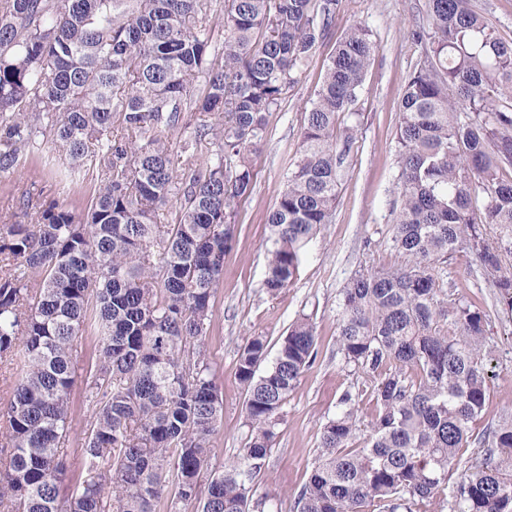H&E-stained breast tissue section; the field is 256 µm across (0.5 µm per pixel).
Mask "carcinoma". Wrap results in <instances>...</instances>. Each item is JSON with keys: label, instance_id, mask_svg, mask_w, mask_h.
Here are the masks:
<instances>
[{"label": "carcinoma", "instance_id": "obj_1", "mask_svg": "<svg viewBox=\"0 0 512 512\" xmlns=\"http://www.w3.org/2000/svg\"><path fill=\"white\" fill-rule=\"evenodd\" d=\"M0 0V172L35 133L86 173L84 207L29 196L0 213V512H249L282 406L315 360L316 328L296 320L271 367L252 337L236 376L247 442L211 466L224 400L204 349L252 152L267 114L298 82L342 0ZM424 62L400 102L394 243L399 268L355 274L341 290L336 353L374 380L375 413L356 445V402L321 432L297 512H416L457 475L456 512H512V420L474 434L488 370L487 314L444 288L439 265L471 252L512 312V42L472 0H425ZM377 51L351 25L326 60L284 189L264 286L292 282L302 244L330 222L361 130L360 95ZM205 91L190 87L197 76ZM205 149L206 160L195 161ZM175 205L172 223L156 212ZM495 232L490 240L487 230ZM98 324L88 477L62 491L60 449L81 374L75 341ZM477 444L481 460L461 449Z\"/></svg>", "mask_w": 512, "mask_h": 512}]
</instances>
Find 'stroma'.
Here are the masks:
<instances>
[{
  "instance_id": "stroma-1",
  "label": "stroma",
  "mask_w": 512,
  "mask_h": 512,
  "mask_svg": "<svg viewBox=\"0 0 512 512\" xmlns=\"http://www.w3.org/2000/svg\"><path fill=\"white\" fill-rule=\"evenodd\" d=\"M424 3L343 0L330 36L312 54L277 110L268 114L267 137L253 156L254 190L237 206L236 236L224 258V274L216 287L215 311L205 338L207 358L224 398L223 426L213 441V466L232 461L248 433L246 394L236 377L240 350L257 335L277 345L289 326L303 316L312 318L317 333V356L289 394L276 444L255 479L256 499H270L279 512H296L295 502L314 464L322 427L339 411V399L347 390L363 391L357 406L361 430H368L372 419L371 380L346 367L336 353L337 310L340 291L355 272L403 262L393 243V203L398 195L395 133L399 99L421 56L411 33L423 22ZM354 23L368 26L377 44L355 105L365 116L363 129L344 163L331 222L306 243L295 278L283 294L273 297L264 287L271 237L266 217L297 156L301 128L319 87L324 60ZM60 165L49 138L36 135L15 170L0 173V210L10 209L13 197L24 192L47 204L80 206L83 184L58 182L54 172ZM475 267L474 255L465 250L453 254L444 265L446 280L456 293L489 308L485 414L473 424L479 432L491 420L512 413V313L494 307V288L475 276ZM89 397L85 384H77L72 429L61 450L69 488L87 475L83 448L84 426L92 412Z\"/></svg>"
}]
</instances>
